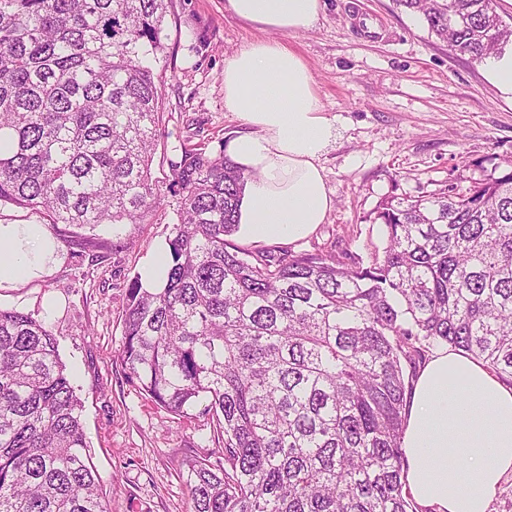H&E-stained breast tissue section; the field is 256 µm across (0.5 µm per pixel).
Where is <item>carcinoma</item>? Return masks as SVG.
I'll use <instances>...</instances> for the list:
<instances>
[{"mask_svg":"<svg viewBox=\"0 0 512 512\" xmlns=\"http://www.w3.org/2000/svg\"><path fill=\"white\" fill-rule=\"evenodd\" d=\"M171 0H0V207L91 230L159 209ZM460 55L512 40L496 0H397ZM247 180L203 143L169 160L180 196L166 279L126 296L119 359L158 406L215 422L190 512H417L402 438L417 365L446 345L512 382V173L386 196L382 251H249ZM83 405L42 321L0 309V512H107Z\"/></svg>","mask_w":512,"mask_h":512,"instance_id":"cac0c4a2","label":"carcinoma"}]
</instances>
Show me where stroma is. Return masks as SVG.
<instances>
[{
  "label": "stroma",
  "instance_id": "stroma-1",
  "mask_svg": "<svg viewBox=\"0 0 512 512\" xmlns=\"http://www.w3.org/2000/svg\"><path fill=\"white\" fill-rule=\"evenodd\" d=\"M162 64L164 136L154 176L183 142L220 152L242 129L224 108V58L275 33L238 19L227 0H172ZM284 43L309 64L338 137L321 159L335 206L324 224L281 250L369 257L385 243L373 212L386 196L447 188L457 175L512 172V106L485 80V63L449 53L396 0H326L316 24ZM177 196L145 224L89 230L51 223L43 213L6 207L4 222L41 224L59 260L17 288H0V308L46 318L83 401V424L108 512H188L184 478L212 449L213 422L176 419L124 373L123 310L131 278L165 249Z\"/></svg>",
  "mask_w": 512,
  "mask_h": 512
}]
</instances>
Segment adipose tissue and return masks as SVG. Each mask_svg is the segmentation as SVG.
Instances as JSON below:
<instances>
[{"label":"adipose tissue","instance_id":"ef3b65f1","mask_svg":"<svg viewBox=\"0 0 512 512\" xmlns=\"http://www.w3.org/2000/svg\"><path fill=\"white\" fill-rule=\"evenodd\" d=\"M234 15L284 34L307 30L325 0H227ZM224 107L245 126L227 147L251 173L239 231L253 243L298 241L334 207L320 159L336 141L305 60L259 39L224 61ZM55 238L39 224L0 223V288L56 264ZM404 481L424 512H490L512 475V385L447 347L421 367L407 399Z\"/></svg>","mask_w":512,"mask_h":512}]
</instances>
